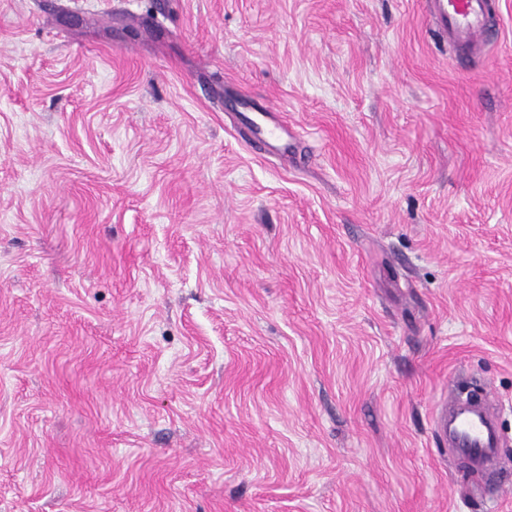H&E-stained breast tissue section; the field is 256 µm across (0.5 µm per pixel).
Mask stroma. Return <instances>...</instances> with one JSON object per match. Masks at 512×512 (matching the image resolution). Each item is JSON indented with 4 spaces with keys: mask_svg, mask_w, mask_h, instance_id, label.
<instances>
[{
    "mask_svg": "<svg viewBox=\"0 0 512 512\" xmlns=\"http://www.w3.org/2000/svg\"><path fill=\"white\" fill-rule=\"evenodd\" d=\"M487 36L0 0V512H512V0ZM456 388L494 473L435 432ZM259 120L241 113V123L252 144L286 151L288 130L279 118L278 112L269 107H261Z\"/></svg>",
    "mask_w": 512,
    "mask_h": 512,
    "instance_id": "stroma-1",
    "label": "stroma"
}]
</instances>
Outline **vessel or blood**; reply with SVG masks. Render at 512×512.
Instances as JSON below:
<instances>
[{"instance_id": "vessel-or-blood-1", "label": "vessel or blood", "mask_w": 512, "mask_h": 512, "mask_svg": "<svg viewBox=\"0 0 512 512\" xmlns=\"http://www.w3.org/2000/svg\"><path fill=\"white\" fill-rule=\"evenodd\" d=\"M495 0H426L427 10L435 26L450 43L478 47ZM241 123L251 143L268 148L284 149L288 130L277 112L263 108L259 118L242 116ZM435 431L442 440L451 442L463 453L484 458L497 447L499 436L482 412L476 398H467L455 410L440 409L435 418Z\"/></svg>"}]
</instances>
